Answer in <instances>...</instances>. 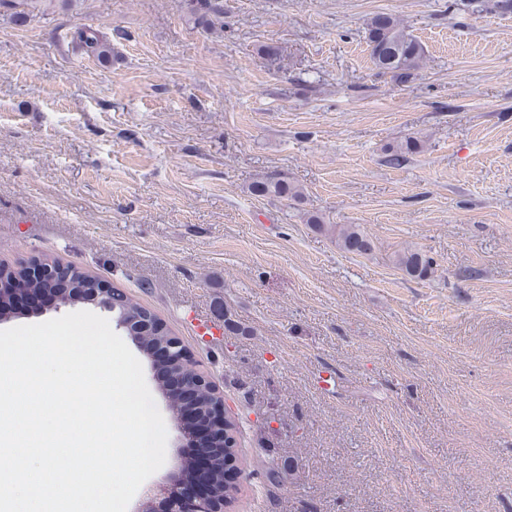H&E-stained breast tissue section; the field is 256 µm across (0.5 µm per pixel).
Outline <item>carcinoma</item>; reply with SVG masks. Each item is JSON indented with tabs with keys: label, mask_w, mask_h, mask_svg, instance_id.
Returning <instances> with one entry per match:
<instances>
[{
	"label": "carcinoma",
	"mask_w": 512,
	"mask_h": 512,
	"mask_svg": "<svg viewBox=\"0 0 512 512\" xmlns=\"http://www.w3.org/2000/svg\"><path fill=\"white\" fill-rule=\"evenodd\" d=\"M30 0H0L13 10L17 23H27L30 16ZM191 14L201 26L212 27L224 24V0H189ZM479 0H448V12L459 11V5L475 6ZM481 3V2H479ZM495 11L508 13L512 11V0H491V4L481 3ZM366 39L370 48L373 64L379 74L388 76L398 84L414 78L415 72L425 57L423 45L400 24L397 18L388 13H379L371 17L366 24ZM73 40L87 54L104 64L110 61L111 46L96 32L84 29L74 34ZM422 147L421 140L407 138L386 151V163L399 166L408 156ZM250 193L257 197L276 195L289 201L299 202L304 197L301 186L281 177L270 174L254 181L249 187ZM309 222L332 233L339 248L348 253L365 254L372 250V242L357 226L353 224H325L322 218L313 215ZM397 265L409 276L427 278L434 274L431 260L421 252L406 249L396 255ZM26 278L23 268H0V318L11 315V284L15 280Z\"/></svg>",
	"instance_id": "obj_1"
}]
</instances>
